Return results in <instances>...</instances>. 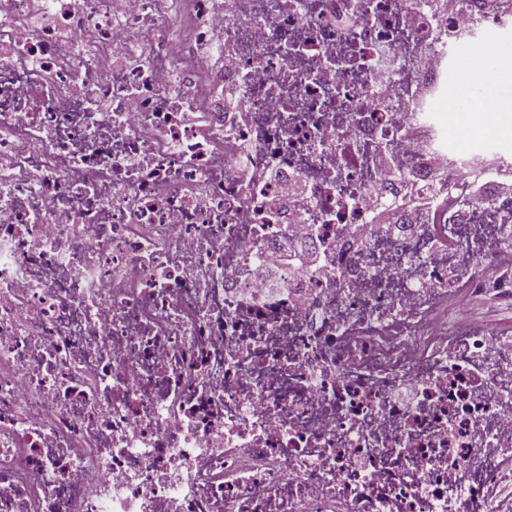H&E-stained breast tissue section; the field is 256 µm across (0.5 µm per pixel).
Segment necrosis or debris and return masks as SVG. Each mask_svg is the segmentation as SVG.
Returning <instances> with one entry per match:
<instances>
[{
	"label": "necrosis or debris",
	"instance_id": "1",
	"mask_svg": "<svg viewBox=\"0 0 512 512\" xmlns=\"http://www.w3.org/2000/svg\"><path fill=\"white\" fill-rule=\"evenodd\" d=\"M509 33L0 0V512H512V327L472 309L512 302V195L467 190L512 158L448 142L451 56ZM405 182L430 210L380 222ZM300 230L321 269L267 287Z\"/></svg>",
	"mask_w": 512,
	"mask_h": 512
}]
</instances>
